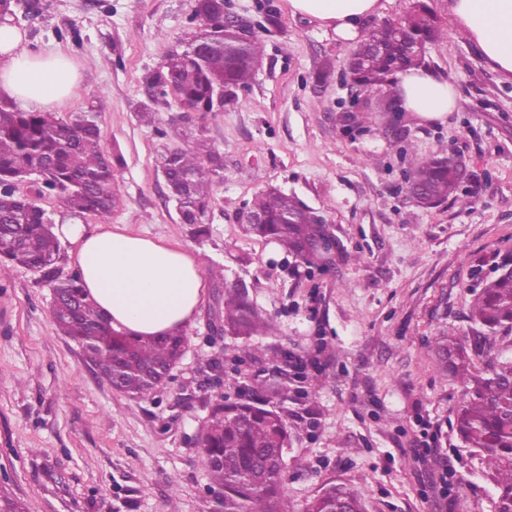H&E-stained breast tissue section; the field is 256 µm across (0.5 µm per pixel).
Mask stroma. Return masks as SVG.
<instances>
[{"instance_id":"35a3bbf8","label":"stroma","mask_w":512,"mask_h":512,"mask_svg":"<svg viewBox=\"0 0 512 512\" xmlns=\"http://www.w3.org/2000/svg\"><path fill=\"white\" fill-rule=\"evenodd\" d=\"M428 4L443 34L423 64L457 91L437 123L375 105L352 111L343 73L355 44L288 0H224L263 51L251 84L218 112L152 97L147 82L184 50L195 0H12L26 52H60L78 69L74 96L53 114L94 110L112 156L121 197L109 216L82 222L185 247L209 280L180 363L137 400L57 331L39 275L0 263V500L23 512H224L199 426L213 402L248 395L277 366L317 411L286 460L287 512L330 484L354 489L369 512H491L492 488L452 432L461 387L432 346L448 330L468 332L478 260L512 251V78L469 42L449 0ZM145 107L153 123L140 121ZM201 133L224 167L203 236L182 223L161 169L162 154ZM448 153L465 177L438 207H416L413 166ZM272 187L324 217L337 241L331 264L300 263L245 231L244 204ZM241 281L272 330L211 336L225 287ZM425 433L439 462L413 457ZM442 464L444 488L431 482Z\"/></svg>"}]
</instances>
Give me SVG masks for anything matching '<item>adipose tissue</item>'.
<instances>
[{
	"label": "adipose tissue",
	"mask_w": 512,
	"mask_h": 512,
	"mask_svg": "<svg viewBox=\"0 0 512 512\" xmlns=\"http://www.w3.org/2000/svg\"><path fill=\"white\" fill-rule=\"evenodd\" d=\"M293 12L318 20L337 38L359 41L379 0H289ZM467 36L504 74L512 75V0H451ZM10 17L0 18V100L26 108L60 105L74 94L78 73L61 55L33 56ZM402 111L423 121H442L456 107L457 92L425 67L397 75ZM77 246L75 272L86 295L112 328L146 339L192 324L203 299L204 276L187 250L126 233L107 224L88 230L77 217L57 225Z\"/></svg>",
	"instance_id": "obj_1"
}]
</instances>
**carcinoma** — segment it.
<instances>
[{"label":"carcinoma","mask_w":512,"mask_h":512,"mask_svg":"<svg viewBox=\"0 0 512 512\" xmlns=\"http://www.w3.org/2000/svg\"><path fill=\"white\" fill-rule=\"evenodd\" d=\"M221 0H198L194 18L202 32L186 37L187 49L170 54L149 82L162 86L188 108L212 112L215 94L223 86L245 87L251 66L262 53L255 38L239 43L223 37ZM441 35L430 7L419 0L382 29L366 32L353 54L350 74L364 90L383 88L394 95L393 75L418 66L424 46ZM379 38L384 50L371 53L366 44ZM217 161L210 141L201 136L187 149L175 150L163 169L180 190L183 223L207 232L202 217L209 207L210 173L204 161ZM194 179L181 188V175ZM43 177L35 191L55 193L74 213H112L120 189L105 153L100 129L88 112L67 119L50 112H25L0 102V260L28 268L53 285L57 297L51 318L58 331L78 343L110 385L133 398H148L165 383L166 375L183 355L181 334L137 340L122 336L89 299L77 275L58 272L60 242L43 209L19 186L31 177ZM459 181L448 157H435L413 167V198L421 208L448 199ZM252 208L264 218L247 232L272 241L305 263L319 259L318 238L327 226L307 213V207L277 189L255 197ZM477 274L472 285L469 320L471 335L454 331L438 338L439 369L462 388L454 410L453 431L468 454L477 459L483 475L496 491L492 512H512V357L503 355L500 342L512 339V275L491 278ZM223 329L249 338L268 328V320L249 301L246 285L224 287ZM255 397L237 402L218 401L199 428L202 452L215 483L224 488V512H284L279 462L290 442L311 425L316 411L308 401L277 381H260ZM303 512H366L359 495L331 485L314 497Z\"/></svg>","instance_id":"1"}]
</instances>
